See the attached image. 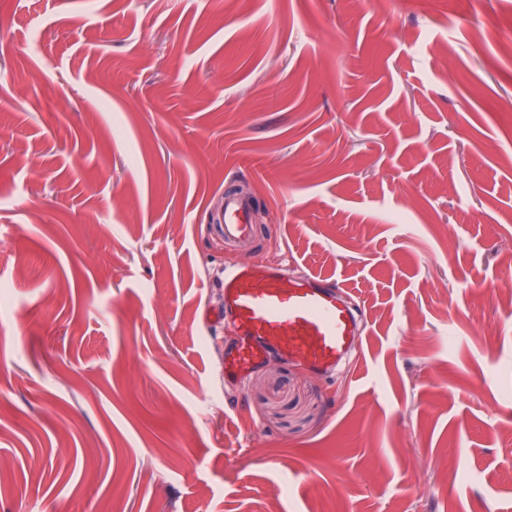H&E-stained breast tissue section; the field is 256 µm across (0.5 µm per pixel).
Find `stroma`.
<instances>
[{
  "label": "stroma",
  "instance_id": "1",
  "mask_svg": "<svg viewBox=\"0 0 512 512\" xmlns=\"http://www.w3.org/2000/svg\"><path fill=\"white\" fill-rule=\"evenodd\" d=\"M0 0V512H512V0ZM245 187L257 236L209 223ZM363 312L225 389L224 267Z\"/></svg>",
  "mask_w": 512,
  "mask_h": 512
}]
</instances>
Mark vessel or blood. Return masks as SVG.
<instances>
[{
  "label": "vessel or blood",
  "mask_w": 512,
  "mask_h": 512,
  "mask_svg": "<svg viewBox=\"0 0 512 512\" xmlns=\"http://www.w3.org/2000/svg\"><path fill=\"white\" fill-rule=\"evenodd\" d=\"M249 217L246 198L226 196L215 230L227 243L240 242L254 232ZM217 321L233 333L224 346L223 373L225 383L237 385L274 357L333 374L361 334L360 311L341 289L279 264L226 268Z\"/></svg>",
  "instance_id": "1"
}]
</instances>
